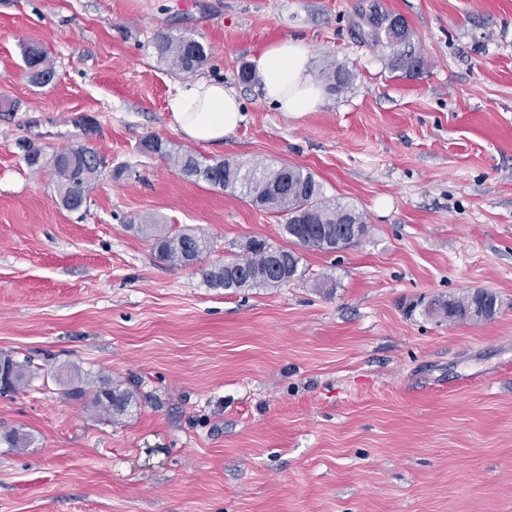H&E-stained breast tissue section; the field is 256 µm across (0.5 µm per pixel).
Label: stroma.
<instances>
[{
	"label": "stroma",
	"instance_id": "1",
	"mask_svg": "<svg viewBox=\"0 0 512 512\" xmlns=\"http://www.w3.org/2000/svg\"><path fill=\"white\" fill-rule=\"evenodd\" d=\"M423 62L392 70L371 9ZM209 52L245 121L186 139L169 101L187 73L157 32ZM311 75H352L283 117L241 81L283 39ZM54 62L33 86L25 44ZM211 161L300 166L368 232L301 250L299 279L229 292L201 271L284 217L184 178L142 142ZM42 152L32 170L20 142ZM105 158L86 205L55 191L57 152ZM209 239L198 265L137 232ZM494 292L493 318L448 323L437 300ZM34 375L0 393V512H512V0H0V359ZM131 385L119 422L69 399Z\"/></svg>",
	"mask_w": 512,
	"mask_h": 512
}]
</instances>
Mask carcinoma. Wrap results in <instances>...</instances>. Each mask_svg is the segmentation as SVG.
<instances>
[{
  "mask_svg": "<svg viewBox=\"0 0 512 512\" xmlns=\"http://www.w3.org/2000/svg\"><path fill=\"white\" fill-rule=\"evenodd\" d=\"M371 36L376 43H386L394 49L393 69L409 75L422 67L420 57L399 46L407 43L409 27L403 26V34L391 30V19L385 14L370 16ZM153 47L158 58L172 68L192 73L208 60V52L202 43L189 45L184 36L159 32L153 38ZM27 70L35 73L36 86H46L54 79L55 67L48 52L37 44H28L24 49ZM331 89L340 91L351 80L343 69H331L323 74ZM141 149L145 152L165 155L174 161L177 170L184 176L214 187L230 190L250 205L269 210L286 217L283 234L292 247H274L267 241L251 238L241 245L242 253L214 264L202 271L207 284L212 288L237 291L242 288L278 287L301 275V257L294 247L331 252L336 241L349 225L368 228L365 217L355 208L338 201L325 199L320 184L314 175L298 166L283 165L277 170L254 163L245 167L230 161L207 163L186 150L172 153L160 139L145 140ZM105 160L96 150L78 146L61 151L54 160L58 193L61 202L69 210L80 209L88 199L92 184ZM139 231L152 240L153 249L164 260L180 267L196 264L201 255L210 249L209 242L189 232L169 234L160 224H141ZM477 292H468L460 297L444 300L436 307L448 318V322H472L469 308L475 304ZM31 364L25 359L15 361L7 358L0 363V373H5L4 388L15 391L30 378ZM133 392L122 385H103L93 393L91 407L109 420L124 415L133 401Z\"/></svg>",
  "mask_w": 512,
  "mask_h": 512,
  "instance_id": "cac0c4a2",
  "label": "carcinoma"
}]
</instances>
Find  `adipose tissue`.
<instances>
[{"instance_id": "ef3b65f1", "label": "adipose tissue", "mask_w": 512, "mask_h": 512, "mask_svg": "<svg viewBox=\"0 0 512 512\" xmlns=\"http://www.w3.org/2000/svg\"><path fill=\"white\" fill-rule=\"evenodd\" d=\"M309 66L310 51L303 41L285 39L263 49L252 70L262 101L287 117L318 111L324 90ZM169 108L187 139L210 144L224 142L245 118L241 98L216 79L184 82Z\"/></svg>"}]
</instances>
